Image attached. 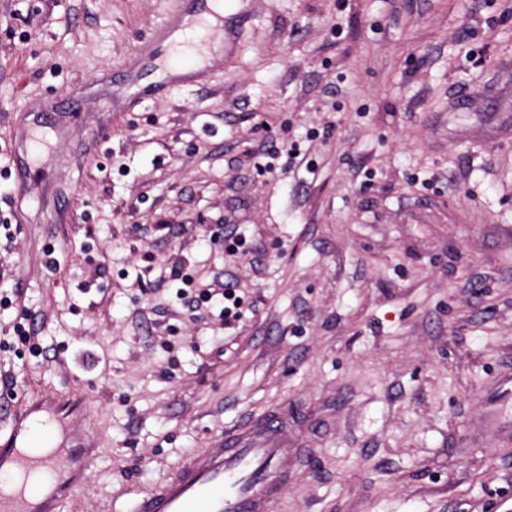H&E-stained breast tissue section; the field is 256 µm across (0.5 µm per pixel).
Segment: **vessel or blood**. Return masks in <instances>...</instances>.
Instances as JSON below:
<instances>
[{
	"label": "vessel or blood",
	"instance_id": "obj_1",
	"mask_svg": "<svg viewBox=\"0 0 512 512\" xmlns=\"http://www.w3.org/2000/svg\"><path fill=\"white\" fill-rule=\"evenodd\" d=\"M184 26L170 10L150 50L112 69V82L126 95L141 96V75L165 50L198 55L212 28L200 23L194 40L171 44ZM36 408L12 410L8 436H0V512H61L96 456L90 441L75 453L34 444ZM311 430L282 409L226 432L217 446L189 454L164 482L137 496L127 512H273L301 462L311 453Z\"/></svg>",
	"mask_w": 512,
	"mask_h": 512
}]
</instances>
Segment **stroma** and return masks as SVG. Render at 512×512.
I'll list each match as a JSON object with an SVG mask.
<instances>
[{
  "label": "stroma",
  "instance_id": "35a3bbf8",
  "mask_svg": "<svg viewBox=\"0 0 512 512\" xmlns=\"http://www.w3.org/2000/svg\"><path fill=\"white\" fill-rule=\"evenodd\" d=\"M171 7L0 0V403L93 435L65 512L279 407L315 430L274 512H512V0H224L215 77L120 102Z\"/></svg>",
  "mask_w": 512,
  "mask_h": 512
}]
</instances>
